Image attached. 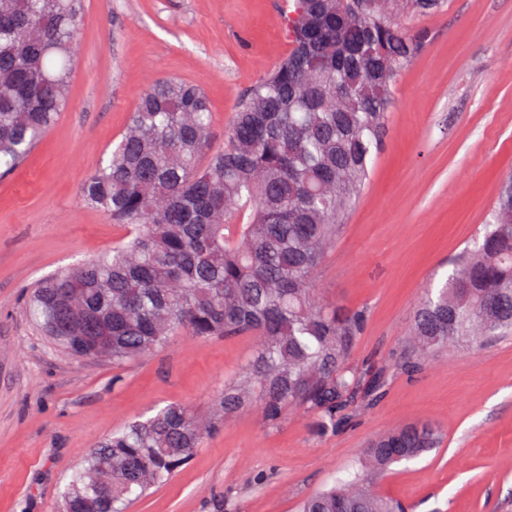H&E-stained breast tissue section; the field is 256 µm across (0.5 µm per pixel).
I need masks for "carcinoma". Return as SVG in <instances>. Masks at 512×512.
I'll list each match as a JSON object with an SVG mask.
<instances>
[{"label": "carcinoma", "mask_w": 512, "mask_h": 512, "mask_svg": "<svg viewBox=\"0 0 512 512\" xmlns=\"http://www.w3.org/2000/svg\"><path fill=\"white\" fill-rule=\"evenodd\" d=\"M287 57L248 91L211 144L198 86L174 77L140 95L112 150L85 180L84 205L125 230L112 249L41 279L28 315L54 345L121 364L180 333L250 335L255 350L216 408L172 402L85 454L60 492L61 512H127L168 483L224 423L255 407L277 428L288 411L320 434L371 406L388 376L351 362L366 314L322 301L312 275L361 196L396 79L424 34L407 13L439 0H286ZM83 0H0V177L24 164L69 105ZM427 289L401 368L434 352L512 335V176L482 231ZM437 445L427 424L393 429L359 469L306 497L298 512H400L374 480Z\"/></svg>", "instance_id": "cac0c4a2"}]
</instances>
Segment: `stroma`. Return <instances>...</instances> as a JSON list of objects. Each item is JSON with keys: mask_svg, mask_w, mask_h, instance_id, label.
I'll return each instance as SVG.
<instances>
[{"mask_svg": "<svg viewBox=\"0 0 512 512\" xmlns=\"http://www.w3.org/2000/svg\"><path fill=\"white\" fill-rule=\"evenodd\" d=\"M282 0H84L68 109L23 167L0 179V512H58L83 454L155 405L211 409L253 353L249 336L179 335L120 366L76 360L30 322L32 286L111 249L121 231L81 187L156 77L199 85L212 146L244 94L288 53ZM426 31L398 77L370 178L313 274L319 295L365 310L353 363L389 373L383 395L336 432L292 412L244 413L129 512H296L356 466L367 443L427 420L439 448L393 466L376 491L407 512H512V338L435 352L398 371L413 312L482 228L512 172V0H443L404 15Z\"/></svg>", "mask_w": 512, "mask_h": 512, "instance_id": "obj_1", "label": "stroma"}]
</instances>
